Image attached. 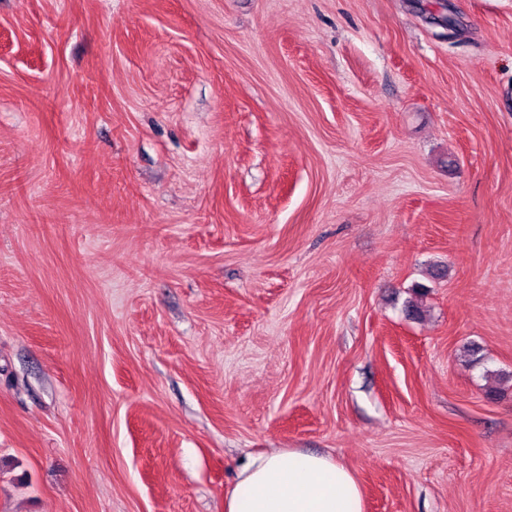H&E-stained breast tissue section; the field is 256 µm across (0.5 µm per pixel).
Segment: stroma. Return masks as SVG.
I'll use <instances>...</instances> for the list:
<instances>
[{
  "instance_id": "stroma-1",
  "label": "stroma",
  "mask_w": 512,
  "mask_h": 512,
  "mask_svg": "<svg viewBox=\"0 0 512 512\" xmlns=\"http://www.w3.org/2000/svg\"><path fill=\"white\" fill-rule=\"evenodd\" d=\"M289 448L512 512V0H0V512Z\"/></svg>"
}]
</instances>
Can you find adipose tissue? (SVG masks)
I'll use <instances>...</instances> for the list:
<instances>
[{
    "label": "adipose tissue",
    "mask_w": 512,
    "mask_h": 512,
    "mask_svg": "<svg viewBox=\"0 0 512 512\" xmlns=\"http://www.w3.org/2000/svg\"><path fill=\"white\" fill-rule=\"evenodd\" d=\"M224 512H363V500L345 466L293 449L259 455L243 467Z\"/></svg>",
    "instance_id": "obj_1"
}]
</instances>
